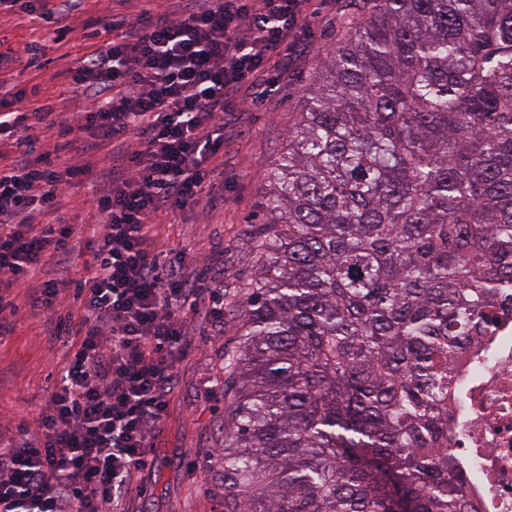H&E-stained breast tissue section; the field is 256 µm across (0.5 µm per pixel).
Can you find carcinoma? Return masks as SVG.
I'll use <instances>...</instances> for the list:
<instances>
[{"mask_svg": "<svg viewBox=\"0 0 512 512\" xmlns=\"http://www.w3.org/2000/svg\"><path fill=\"white\" fill-rule=\"evenodd\" d=\"M265 179L224 512H467L451 367L512 303V0H351Z\"/></svg>", "mask_w": 512, "mask_h": 512, "instance_id": "cac0c4a2", "label": "carcinoma"}]
</instances>
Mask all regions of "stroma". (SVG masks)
<instances>
[{
    "instance_id": "obj_1",
    "label": "stroma",
    "mask_w": 512,
    "mask_h": 512,
    "mask_svg": "<svg viewBox=\"0 0 512 512\" xmlns=\"http://www.w3.org/2000/svg\"><path fill=\"white\" fill-rule=\"evenodd\" d=\"M350 14L347 0H306L305 29L291 47L292 60L272 90L254 100L251 89L240 92L247 106L232 113L224 128V150L211 161L217 202L201 203L171 213L160 226L159 247L186 255L194 266L224 272V301L236 299V288L257 269V229L265 219L269 186L264 179L302 105V89L318 62L343 30ZM49 26L23 12L0 16V40L21 49L38 47L34 67L0 74V89L39 87L55 110L79 112L85 104L60 95L56 73L72 58L91 49L82 32L68 44L53 43ZM18 311L8 317L9 331L0 333V416L35 425L67 362L68 345L50 340L48 317L78 324L82 311L69 303L52 312L31 309L26 291H11ZM241 325L225 315L222 326L196 327L191 349L176 367L177 386L170 414L158 433L151 463L134 474L131 512H224V475L216 458L224 446L227 402L217 379L224 373V349L235 345ZM214 382L207 392L206 382ZM148 489L139 498L140 489Z\"/></svg>"
}]
</instances>
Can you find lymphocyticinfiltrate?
<instances>
[{
  "label": "lymphocytic infiltrate",
  "mask_w": 512,
  "mask_h": 512,
  "mask_svg": "<svg viewBox=\"0 0 512 512\" xmlns=\"http://www.w3.org/2000/svg\"><path fill=\"white\" fill-rule=\"evenodd\" d=\"M83 0H36L31 11L73 32ZM160 18L105 12L94 48L60 75L91 101L55 111L38 92L0 97V303L39 280L31 308L68 292L81 301L80 339L36 429L0 423V512H128L132 473L146 466L168 418L176 364L195 318L224 315L221 281L158 248L159 218L213 200L210 162L224 148L229 104L284 65L304 27L303 0H171ZM70 150H43L47 136ZM114 152L97 167L105 144ZM18 156H9L11 148ZM93 171L89 251L56 213L64 187ZM55 214L54 223L41 216ZM56 277L44 280L45 266Z\"/></svg>",
  "instance_id": "obj_1"
}]
</instances>
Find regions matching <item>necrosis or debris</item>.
Listing matches in <instances>:
<instances>
[{
	"label": "necrosis or debris",
	"instance_id": "necrosis-or-debris-1",
	"mask_svg": "<svg viewBox=\"0 0 512 512\" xmlns=\"http://www.w3.org/2000/svg\"><path fill=\"white\" fill-rule=\"evenodd\" d=\"M454 367L464 398L448 404V431L467 508L512 512V313L490 341L468 343Z\"/></svg>",
	"mask_w": 512,
	"mask_h": 512
}]
</instances>
